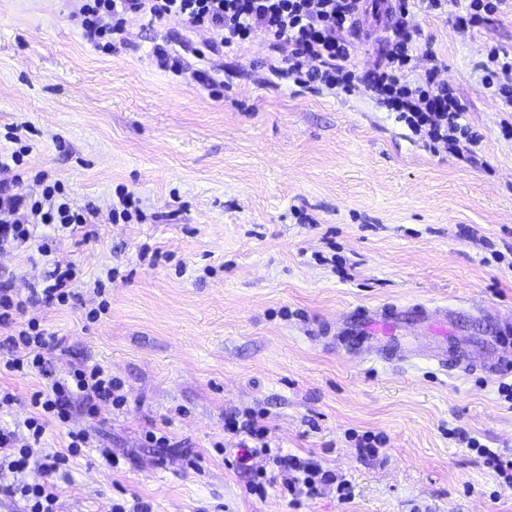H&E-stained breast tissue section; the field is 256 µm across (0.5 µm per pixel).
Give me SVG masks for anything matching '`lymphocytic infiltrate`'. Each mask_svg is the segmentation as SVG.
<instances>
[{"instance_id": "lymphocytic-infiltrate-1", "label": "lymphocytic infiltrate", "mask_w": 512, "mask_h": 512, "mask_svg": "<svg viewBox=\"0 0 512 512\" xmlns=\"http://www.w3.org/2000/svg\"><path fill=\"white\" fill-rule=\"evenodd\" d=\"M512 0H395L391 7L394 20L381 41L380 60L373 69L358 72L355 58V32L363 0H81L76 13L83 38L97 50L114 54L124 46L128 24L141 18L150 23L178 19L185 32L210 33L204 48L212 54L240 46L257 38L268 41L280 63L302 84L346 90L363 86L414 133L451 154H461L463 146H478L480 139L464 124L466 106L450 82L440 79V64L425 63L415 54L420 31L411 25L413 9L434 16H451L457 24L477 26L485 17L504 11ZM424 69V79H414L417 69ZM482 84L491 89L502 108L512 109V59L491 47L482 65ZM23 151H13L0 159V251L11 250L51 258L43 277L40 294L45 303L58 307L76 304L80 299L77 285L81 280L76 265L56 259V245L42 237L40 225H56L58 231L81 234L83 239L96 236L98 208L87 203L74 205L64 184L39 171L35 179L43 183L40 197L15 193L23 179ZM29 304L13 287L11 280L0 281V331L9 354L0 358V369L22 376L49 374L50 357L61 343L46 335L38 318H25ZM80 400L88 418L98 415L101 404L120 409L127 397L110 370L94 364L72 366L67 377L50 382L30 397L34 412L22 422L25 436L0 428V467L21 474L19 483L0 488V493L21 497L23 512H58L54 477L66 472L71 461L90 447L86 429L72 426L70 406ZM66 427L68 444L44 464L37 477L25 475L30 450L39 444L48 427ZM225 429L238 439L236 467L255 473L248 486L251 493L265 491L267 472H274L282 493L293 505L312 498L319 485L335 483L340 501H348L353 486L335 480L313 458L282 452L272 436L265 414L253 411L225 420ZM264 458L266 466L254 470L253 461Z\"/></svg>"}]
</instances>
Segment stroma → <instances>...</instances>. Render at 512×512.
I'll use <instances>...</instances> for the list:
<instances>
[{
    "label": "stroma",
    "instance_id": "35a3bbf8",
    "mask_svg": "<svg viewBox=\"0 0 512 512\" xmlns=\"http://www.w3.org/2000/svg\"><path fill=\"white\" fill-rule=\"evenodd\" d=\"M75 0H0V154L30 150L19 193L51 172L77 204L99 208L98 235L58 238L86 285L116 270L104 297L75 307L31 303L62 337L51 370H111L128 404L77 416L120 460L73 459L57 479L61 512H111L133 496L155 512H512V488L468 439L512 452V373L442 371L418 358H361L336 341L355 307L447 308L449 335L472 345L503 335L512 313V139L481 83L487 45L512 54V14L457 28L417 13V55L434 56L482 136L472 160L415 135L363 88L305 86L271 74L263 41L158 70L151 51L177 20L134 23L118 54L80 35ZM210 70L220 91L192 73ZM143 217L112 223L117 191ZM159 255L157 266L140 253ZM107 299L94 323L85 312ZM41 378L0 375L18 402L0 424L28 417ZM265 412L285 452L313 455L351 482L292 506L277 488L248 494L250 474L214 445L226 414ZM156 427L173 440L143 439ZM383 435L377 453L349 431Z\"/></svg>",
    "mask_w": 512,
    "mask_h": 512
}]
</instances>
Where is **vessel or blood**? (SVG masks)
Instances as JSON below:
<instances>
[{
    "label": "vessel or blood",
    "mask_w": 512,
    "mask_h": 512,
    "mask_svg": "<svg viewBox=\"0 0 512 512\" xmlns=\"http://www.w3.org/2000/svg\"><path fill=\"white\" fill-rule=\"evenodd\" d=\"M424 324L446 327V309L416 303L358 310L346 321L344 329L349 348L360 354L399 362L424 355L439 367L448 366L457 371H468L476 365L491 374L512 369V338H495L476 357L464 348L449 352L448 338L444 335L429 336L425 341H418L413 329Z\"/></svg>",
    "instance_id": "1"
}]
</instances>
